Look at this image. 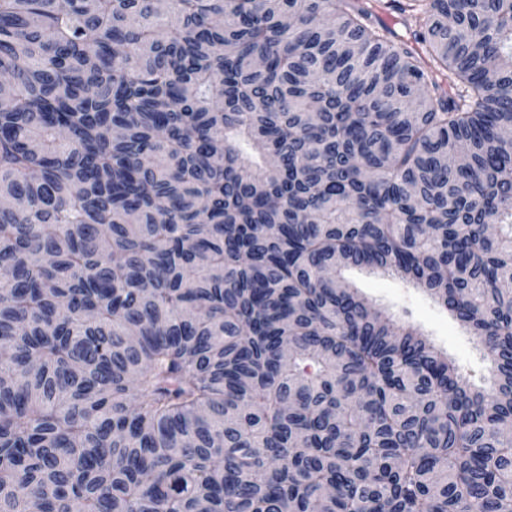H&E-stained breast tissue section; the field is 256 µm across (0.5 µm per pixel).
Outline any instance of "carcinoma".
<instances>
[{
    "instance_id": "carcinoma-1",
    "label": "carcinoma",
    "mask_w": 512,
    "mask_h": 512,
    "mask_svg": "<svg viewBox=\"0 0 512 512\" xmlns=\"http://www.w3.org/2000/svg\"><path fill=\"white\" fill-rule=\"evenodd\" d=\"M383 4L0 0V512H512V0ZM347 279L378 308L416 327L463 372L488 375L472 335L463 330L442 306L422 290L392 276H374L350 270Z\"/></svg>"
}]
</instances>
